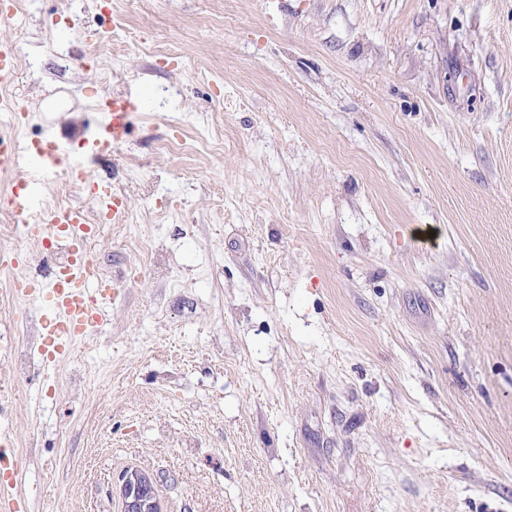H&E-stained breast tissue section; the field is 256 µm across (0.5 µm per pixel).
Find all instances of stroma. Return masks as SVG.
<instances>
[{"label": "stroma", "mask_w": 512, "mask_h": 512, "mask_svg": "<svg viewBox=\"0 0 512 512\" xmlns=\"http://www.w3.org/2000/svg\"><path fill=\"white\" fill-rule=\"evenodd\" d=\"M0 97L124 211L43 366L53 252L0 273L25 512H512V0H30ZM99 50L87 56L86 42ZM181 138L177 151L162 140ZM136 104L131 98L118 97L110 105V120L107 126V136L93 142L92 150L98 154L112 151V147L124 142L131 128L130 117ZM122 478L123 512H160L153 476L134 470Z\"/></svg>", "instance_id": "stroma-1"}]
</instances>
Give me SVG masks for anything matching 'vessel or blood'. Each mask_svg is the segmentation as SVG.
<instances>
[{
    "label": "vessel or blood",
    "instance_id": "b4317fda",
    "mask_svg": "<svg viewBox=\"0 0 512 512\" xmlns=\"http://www.w3.org/2000/svg\"><path fill=\"white\" fill-rule=\"evenodd\" d=\"M136 104L131 98L113 100L105 138L92 144L94 152H110L112 147L124 142L130 132V117ZM28 162L33 172L62 166L63 161L56 143L47 148L20 147L13 139L0 137V167L12 168L20 162ZM35 182L29 181L25 189L13 200V208L22 223L25 238H36L46 243L64 242L71 258L68 262V284L59 288L43 286L25 279L15 284L16 294L46 299L48 310L42 316L39 330V346L45 361H54L77 337L85 335L87 328L100 317L104 302L112 296L109 282L99 279L98 272L87 251L75 239H62L64 229L76 228L84 222V212L77 207L47 210L41 223L33 224L29 216L33 210ZM97 281V294H90V281Z\"/></svg>",
    "mask_w": 512,
    "mask_h": 512
}]
</instances>
